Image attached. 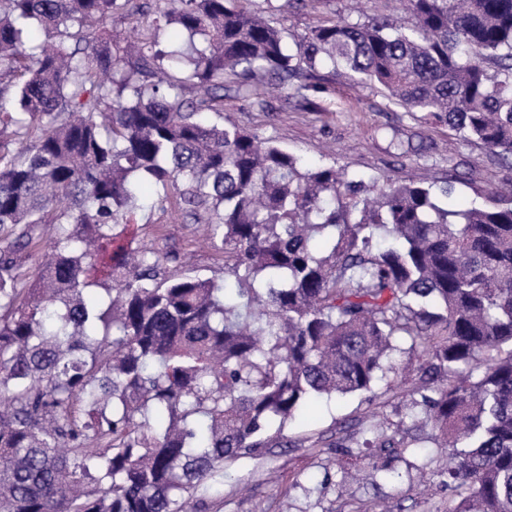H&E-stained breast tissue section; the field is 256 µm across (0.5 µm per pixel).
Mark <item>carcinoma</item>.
Returning <instances> with one entry per match:
<instances>
[{"mask_svg": "<svg viewBox=\"0 0 512 512\" xmlns=\"http://www.w3.org/2000/svg\"><path fill=\"white\" fill-rule=\"evenodd\" d=\"M241 2L163 0L120 45L135 0H0V512H198L224 462L386 373L410 412L353 432L380 470L419 417L448 512H512V197L450 209L449 180L367 183L224 116L228 75L258 99L328 67L511 162L512 0H407L409 26L324 22L293 50L273 0ZM146 182L234 286L118 243ZM137 3H147L143 5L148 6V8H144L145 11H148V14L144 16L140 14L133 16L115 15L112 18V37L124 39L134 28H145L150 24L155 9L154 0H139Z\"/></svg>", "mask_w": 512, "mask_h": 512, "instance_id": "1", "label": "carcinoma"}]
</instances>
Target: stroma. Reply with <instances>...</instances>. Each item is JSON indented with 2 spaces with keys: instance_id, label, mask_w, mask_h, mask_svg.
Listing matches in <instances>:
<instances>
[{
  "instance_id": "obj_1",
  "label": "stroma",
  "mask_w": 512,
  "mask_h": 512,
  "mask_svg": "<svg viewBox=\"0 0 512 512\" xmlns=\"http://www.w3.org/2000/svg\"><path fill=\"white\" fill-rule=\"evenodd\" d=\"M382 14L410 21L401 0H289L273 18L291 43L321 22L364 23ZM316 83L317 91L304 100L265 86L260 105L231 92L224 96V111L241 127L310 163L344 168L368 182L456 178L455 207L512 184V165L492 160L483 146L460 143L446 127L405 111L380 89L325 70ZM143 194L154 201L156 191L148 186ZM200 234V225L174 219L169 207L154 201L121 238L134 247L174 249L200 274L223 282L224 261L197 246ZM365 407L360 395L317 398L285 423L269 453L225 466L208 486L205 512H371L387 499L401 504L403 512H447L448 457L431 442L424 423L411 429L419 447L392 460L393 479L375 469L371 450L346 455L329 447L332 435H351L350 423ZM346 468L354 469L355 478L345 483Z\"/></svg>"
}]
</instances>
